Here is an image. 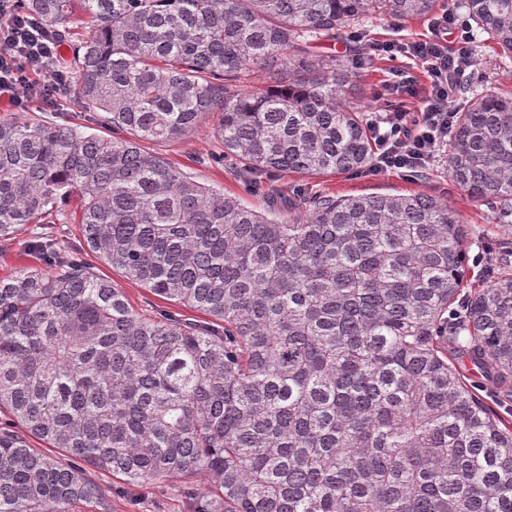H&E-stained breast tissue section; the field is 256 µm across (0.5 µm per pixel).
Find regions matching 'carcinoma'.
I'll use <instances>...</instances> for the list:
<instances>
[{
    "mask_svg": "<svg viewBox=\"0 0 512 512\" xmlns=\"http://www.w3.org/2000/svg\"><path fill=\"white\" fill-rule=\"evenodd\" d=\"M432 4L20 0L67 46L82 112L0 116V242L80 224L81 251L207 320L141 314L31 235L50 270L0 279V413L20 428L0 427V512H111L93 472L176 478L191 512H512V421L467 382L476 367L512 383V273L467 281L447 202L314 191L285 210L272 187L259 211L142 146L215 114L209 161L244 181L360 170L359 74L320 45ZM457 5L512 59V0ZM250 72L268 86L239 87ZM453 110L448 176L512 224V97L464 86Z\"/></svg>",
    "mask_w": 512,
    "mask_h": 512,
    "instance_id": "obj_1",
    "label": "carcinoma"
}]
</instances>
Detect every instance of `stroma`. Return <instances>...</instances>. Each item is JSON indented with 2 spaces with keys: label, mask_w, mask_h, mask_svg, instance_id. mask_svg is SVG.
<instances>
[{
  "label": "stroma",
  "mask_w": 512,
  "mask_h": 512,
  "mask_svg": "<svg viewBox=\"0 0 512 512\" xmlns=\"http://www.w3.org/2000/svg\"><path fill=\"white\" fill-rule=\"evenodd\" d=\"M449 0H435L427 14L406 20H373L359 26L340 30L336 40L324 43L323 52L336 56L346 63H354L355 51L362 46H372L387 41L406 42L426 36L436 18L448 9ZM472 53L482 59L483 64L464 74L465 80L481 91H493L502 95L512 94V60L500 61L492 41L485 35H475ZM407 58L391 61L382 56H373L365 65L359 66L361 76L360 103L365 112H379L385 107L377 91L388 79L394 68L408 66ZM211 120H204L202 128L185 141L170 143H145L146 151L162 155L169 162L191 172L198 181L211 187L233 193L248 205L263 209L267 205L264 191L245 186L231 175L229 168H218L205 164V157L218 153L220 144L212 138ZM280 186L285 190L314 188L328 194L356 196L365 194H429L447 199L467 225V259L471 275L481 276L484 282H492L503 272L512 273V264L502 265L505 254L512 252V226L497 223L490 204L474 200L461 187L452 182L444 161H436L428 180L409 177L400 172L374 173L363 168L351 173L307 176L288 173L281 176ZM104 483L118 488L119 497L112 500V512H188L187 501L181 484L175 478H156L135 486L124 485L112 475H104Z\"/></svg>",
  "instance_id": "obj_1"
}]
</instances>
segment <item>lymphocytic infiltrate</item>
<instances>
[{
  "instance_id": "1",
  "label": "lymphocytic infiltrate",
  "mask_w": 512,
  "mask_h": 512,
  "mask_svg": "<svg viewBox=\"0 0 512 512\" xmlns=\"http://www.w3.org/2000/svg\"><path fill=\"white\" fill-rule=\"evenodd\" d=\"M436 34L411 42L375 46L376 54L404 56L421 62L429 77L418 92L408 69H397L383 87L382 97L406 94L417 98L413 111L390 110L373 124L377 143L376 171L400 170L414 175L430 166L448 143L453 125L456 78L473 65L472 34L458 17L444 15ZM59 55L48 29L21 16L18 0H0V97L23 105L32 99L52 100L65 82L55 66Z\"/></svg>"
}]
</instances>
